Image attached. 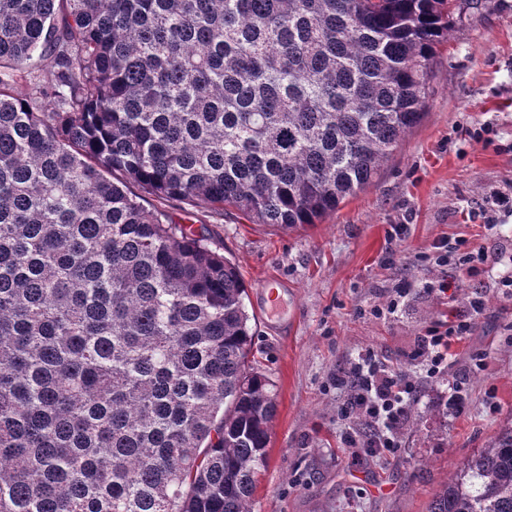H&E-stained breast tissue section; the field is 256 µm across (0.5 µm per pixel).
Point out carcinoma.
<instances>
[{"label": "carcinoma", "instance_id": "cac0c4a2", "mask_svg": "<svg viewBox=\"0 0 512 512\" xmlns=\"http://www.w3.org/2000/svg\"><path fill=\"white\" fill-rule=\"evenodd\" d=\"M452 28L450 0H0V512H251L276 402L244 281L144 197L321 221ZM427 512H512V425Z\"/></svg>", "mask_w": 512, "mask_h": 512}]
</instances>
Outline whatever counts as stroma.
<instances>
[{
  "label": "stroma",
  "instance_id": "1",
  "mask_svg": "<svg viewBox=\"0 0 512 512\" xmlns=\"http://www.w3.org/2000/svg\"><path fill=\"white\" fill-rule=\"evenodd\" d=\"M458 3L432 63L421 124L372 185L321 223L283 230L231 209L216 213L204 201L146 202L175 223L208 225L246 285L251 365L270 380L277 403L252 512H426L440 485L512 419V297L496 288L512 276V216L500 217L490 236L474 209L512 185V0ZM486 125L491 142L469 138ZM394 224L406 225L403 240L389 239ZM457 236L492 257L484 315L449 378L423 383L418 419L405 425L393 456L341 447L336 418L348 392L337 376L347 363L371 348L387 365L417 371L410 354L421 328L466 311V275L423 258L433 242ZM405 277L416 286L397 315L356 316ZM441 279L457 285L454 301L426 292ZM476 354L485 369L475 367Z\"/></svg>",
  "mask_w": 512,
  "mask_h": 512
}]
</instances>
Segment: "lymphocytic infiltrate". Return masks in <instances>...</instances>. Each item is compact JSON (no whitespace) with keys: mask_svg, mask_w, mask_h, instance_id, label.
Segmentation results:
<instances>
[{"mask_svg":"<svg viewBox=\"0 0 512 512\" xmlns=\"http://www.w3.org/2000/svg\"><path fill=\"white\" fill-rule=\"evenodd\" d=\"M433 249L438 264L463 268L470 279L474 291L468 310L424 326L416 336L412 358L420 365V376L390 369L369 349L350 364L343 381L350 387L352 396L339 415L346 424L341 436L345 447H366L377 454L399 448L400 431L418 398L420 377L435 378L445 373L452 363L453 346L466 340L486 310L487 252L472 248L464 239L438 241ZM357 421L372 426L369 437L356 432L353 424Z\"/></svg>","mask_w":512,"mask_h":512,"instance_id":"obj_1","label":"lymphocytic infiltrate"}]
</instances>
